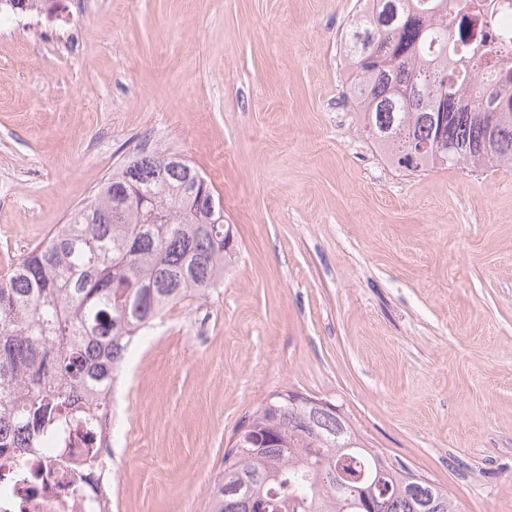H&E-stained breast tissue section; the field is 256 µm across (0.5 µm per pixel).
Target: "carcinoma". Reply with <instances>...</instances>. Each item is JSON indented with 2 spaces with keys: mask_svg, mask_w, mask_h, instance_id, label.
Here are the masks:
<instances>
[{
  "mask_svg": "<svg viewBox=\"0 0 512 512\" xmlns=\"http://www.w3.org/2000/svg\"><path fill=\"white\" fill-rule=\"evenodd\" d=\"M345 32L353 101L364 132L400 171L512 165V37L470 47V0H357ZM199 171L167 153H142L112 173L78 209L0 276V484L35 489L23 460L75 424L96 419L130 346L190 290L224 280L236 253L216 223L221 202L193 192ZM167 215L148 224L140 198L118 192L132 178ZM270 395L224 455L209 512H246L241 495L268 512H455L448 493L409 468L375 482L384 453L365 445L344 414ZM250 434L266 440L256 449ZM76 459L90 486L106 438L84 436ZM363 479L356 495L336 487V468Z\"/></svg>",
  "mask_w": 512,
  "mask_h": 512,
  "instance_id": "obj_1",
  "label": "carcinoma"
}]
</instances>
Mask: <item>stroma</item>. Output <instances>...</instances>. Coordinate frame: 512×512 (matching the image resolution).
Here are the masks:
<instances>
[{"label": "stroma", "instance_id": "1", "mask_svg": "<svg viewBox=\"0 0 512 512\" xmlns=\"http://www.w3.org/2000/svg\"><path fill=\"white\" fill-rule=\"evenodd\" d=\"M355 0L0 14V275L138 152L211 183L237 254L132 346L112 512H208L267 397L336 404L457 512H512V168L410 175L348 92Z\"/></svg>", "mask_w": 512, "mask_h": 512}]
</instances>
